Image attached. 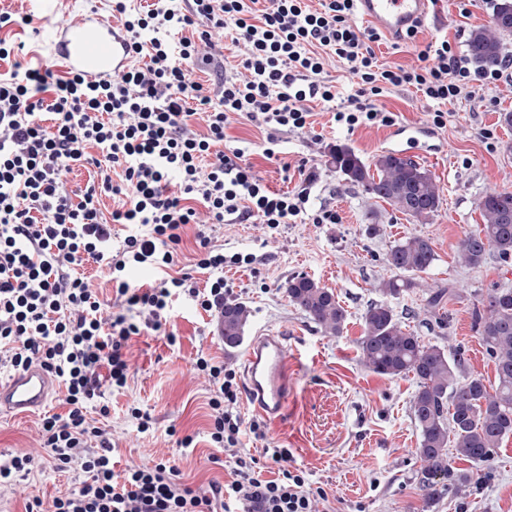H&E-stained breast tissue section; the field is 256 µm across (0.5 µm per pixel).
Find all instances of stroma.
Returning <instances> with one entry per match:
<instances>
[{"mask_svg":"<svg viewBox=\"0 0 512 512\" xmlns=\"http://www.w3.org/2000/svg\"><path fill=\"white\" fill-rule=\"evenodd\" d=\"M55 9L54 17L45 19L33 0H0V11L33 18L32 24L0 30L2 38L25 42L24 65L54 68L50 32L55 23L76 20L94 9L111 17L112 0H57ZM435 11L436 20L423 25L415 44L398 48L393 39L382 38L375 48L379 61L405 66L419 50L443 40L466 52L469 31L489 25L491 18L490 0H436ZM379 102L393 113L396 125H431L432 102L413 90L391 89ZM313 111L309 132L281 134L277 160L263 157V135L246 119L234 121L226 131L230 146L248 149L257 174L271 189L298 190L300 177L294 169L283 171L286 162H305L316 175L308 187L306 210L295 223L275 229L249 222L206 228L213 244L226 253L254 256L253 264L227 271L232 299L251 312L246 336L262 329L283 334L293 363L286 413L279 422H265L263 437L245 434L243 445L258 457L269 446L288 449L292 466L304 471L311 488L326 494L316 512H512V439L485 470L473 472L468 487L427 503L416 481L418 431L410 409L416 383L409 376L374 374L358 361L362 315L378 298L375 285L393 275L384 263L386 253L399 239L423 235L433 241L437 259L426 272L411 276L410 287L390 304L424 342L463 346L467 372L493 380L494 365L471 312L491 289L512 288V261L491 258L470 268L458 259L456 246L480 224L477 204L486 192L512 191V127L500 120L501 113L512 112V82H496L478 97L449 104L448 123L435 132L436 153L422 161L441 190L438 212L424 223L348 183L330 163L329 149L337 144L372 160L389 150L390 128L351 131L334 124L331 104L314 103ZM323 209L335 211L337 222L313 223V215ZM297 274L334 291L348 314L342 336L323 335L289 303L281 285ZM437 293L442 301L430 307L429 299ZM441 315L448 319L443 329L435 324ZM216 320V314L201 310L191 298L179 297L163 329L143 330L130 342L126 386L103 389L88 403L92 417L101 405L110 409L107 425L116 470L164 460L200 493L210 481L226 479V470L216 462L224 451L214 447L208 434L209 383L194 368L197 355L203 354L235 373L243 371L239 348L225 346ZM134 406L150 415L148 430H140L131 417ZM66 411L59 387L40 411L0 413V461L19 453L35 461L28 477L0 488V512H24L28 498L48 503L73 488L81 473L79 463L57 466L41 436L43 417ZM187 434L193 442L185 448L178 439Z\"/></svg>","mask_w":512,"mask_h":512,"instance_id":"obj_1","label":"stroma"}]
</instances>
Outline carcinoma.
Instances as JSON below:
<instances>
[{"instance_id": "cac0c4a2", "label": "carcinoma", "mask_w": 512, "mask_h": 512, "mask_svg": "<svg viewBox=\"0 0 512 512\" xmlns=\"http://www.w3.org/2000/svg\"><path fill=\"white\" fill-rule=\"evenodd\" d=\"M491 2L492 26L472 29L467 40L468 60L482 69L497 66L504 50L501 36L512 34V0ZM329 154L346 181L398 212L424 222L438 211L440 187L430 171L412 159L384 152L367 164L341 145L330 148ZM478 209L482 224L458 242L459 259L470 267L484 264L492 252L503 261L512 259V192H487ZM435 260L432 242L420 235L390 248L385 263L397 276L376 288L383 299L366 308L358 341L359 361L366 369L392 378L411 375L416 381L411 413L418 430V488L430 503L445 491L442 480H451L458 491L470 483L471 472H453L450 458L476 469L488 466L504 439L512 436V288H494L472 308L479 340L495 365L490 385L478 375L465 374L464 350L424 343L403 328L385 301L410 287L402 275L425 272ZM280 288L325 335H343L347 313L332 290L306 275L291 276ZM249 317L246 305L224 304L225 346L239 344Z\"/></svg>"}]
</instances>
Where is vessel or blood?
<instances>
[{"instance_id":"1","label":"vessel or blood","mask_w":512,"mask_h":512,"mask_svg":"<svg viewBox=\"0 0 512 512\" xmlns=\"http://www.w3.org/2000/svg\"><path fill=\"white\" fill-rule=\"evenodd\" d=\"M362 20L377 26L388 37L403 35L429 17L432 0H355ZM54 59L66 72L92 80L110 78L125 70L131 60L125 34L117 32L101 14L92 12L54 28ZM393 146L404 153L425 155L432 147L421 128L402 126L394 132ZM245 396L255 413L279 420L288 404V350L282 336L263 334L242 354ZM53 384L38 365L0 382V412H26L42 407Z\"/></svg>"}]
</instances>
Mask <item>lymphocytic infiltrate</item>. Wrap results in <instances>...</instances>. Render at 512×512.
Listing matches in <instances>:
<instances>
[{
    "label": "lymphocytic infiltrate",
    "instance_id": "obj_1",
    "mask_svg": "<svg viewBox=\"0 0 512 512\" xmlns=\"http://www.w3.org/2000/svg\"><path fill=\"white\" fill-rule=\"evenodd\" d=\"M353 8L354 0H152L131 10L113 0L133 55L147 63L105 82L75 72L53 79L37 68L0 76V363L16 371L38 364L59 379L68 411L44 419L43 446L61 464L80 461L83 472L75 488L48 504L26 502L25 512H216L226 502L236 512H313L315 495L287 449H272L277 476L265 479L242 448L243 430L260 426L244 424L236 376L223 363L195 362L213 388L210 438L229 469L207 496L163 462L115 471L110 433L88 417L86 403L102 387L126 386L125 347L142 327L161 328L173 296L212 311L232 292L225 268L253 263L249 254H225L198 228L195 266L207 280L197 285L176 270L189 225L233 216L275 228L303 212L304 192L271 190L245 149L223 150L235 118L265 132L270 159L280 132L311 127L317 101L337 102L332 119L348 129L390 126L394 115L378 97L411 87L434 103L432 123L441 128L448 103L512 79L511 53L496 68L474 69L446 40L413 64L384 66L372 48L380 34L354 25ZM224 31L246 53L241 76L225 79L215 100L193 73L213 63L214 37ZM330 56L346 63L356 85L347 98L323 75ZM197 121L202 131H192ZM100 157L118 179L72 196L66 174ZM104 194L117 200L108 213ZM116 224L134 229L117 247ZM89 260L112 282L117 314L104 316L96 288L79 273ZM139 265L157 278L134 288L124 272Z\"/></svg>",
    "mask_w": 512,
    "mask_h": 512
}]
</instances>
